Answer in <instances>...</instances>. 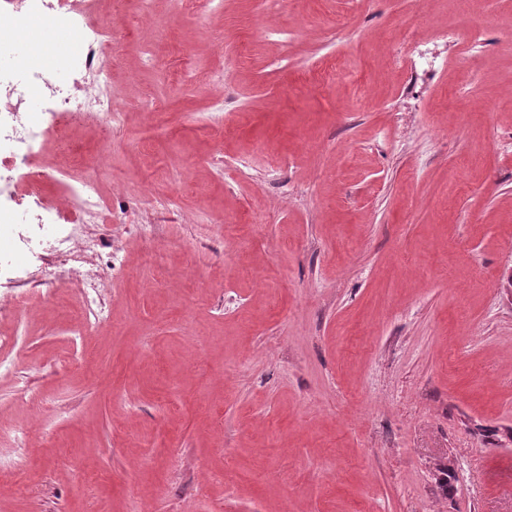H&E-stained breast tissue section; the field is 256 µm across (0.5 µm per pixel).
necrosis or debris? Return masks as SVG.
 Returning <instances> with one entry per match:
<instances>
[{
    "label": "necrosis or debris",
    "instance_id": "4bbe7bcc",
    "mask_svg": "<svg viewBox=\"0 0 512 512\" xmlns=\"http://www.w3.org/2000/svg\"><path fill=\"white\" fill-rule=\"evenodd\" d=\"M100 2L0 0V58L15 56L22 32L39 18L80 37L77 51L51 52L50 67L0 69V225L8 231L0 247V281L23 279L41 243L38 228L54 225L55 251L76 264L79 225L105 221L102 151L89 153L75 172L60 167L50 173L39 162L54 129L90 120L108 125L117 114L111 91L115 45ZM52 179L61 186L55 194L47 191Z\"/></svg>",
    "mask_w": 512,
    "mask_h": 512
}]
</instances>
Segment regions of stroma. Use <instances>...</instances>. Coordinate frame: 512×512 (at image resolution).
Masks as SVG:
<instances>
[{
	"label": "stroma",
	"instance_id": "stroma-1",
	"mask_svg": "<svg viewBox=\"0 0 512 512\" xmlns=\"http://www.w3.org/2000/svg\"><path fill=\"white\" fill-rule=\"evenodd\" d=\"M111 20L123 117L43 150L112 144L104 317L52 255L0 315V512H512V0Z\"/></svg>",
	"mask_w": 512,
	"mask_h": 512
}]
</instances>
